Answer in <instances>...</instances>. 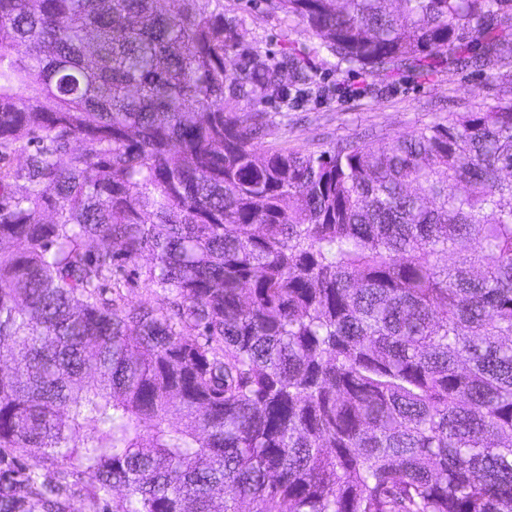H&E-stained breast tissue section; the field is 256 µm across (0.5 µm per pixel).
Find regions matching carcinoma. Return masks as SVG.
Returning a JSON list of instances; mask_svg holds the SVG:
<instances>
[{"label":"carcinoma","instance_id":"carcinoma-1","mask_svg":"<svg viewBox=\"0 0 512 512\" xmlns=\"http://www.w3.org/2000/svg\"><path fill=\"white\" fill-rule=\"evenodd\" d=\"M215 2L0 0V512L83 469L99 512H512V97L264 150L309 75L228 71ZM270 7L349 71L512 75V0Z\"/></svg>","mask_w":512,"mask_h":512}]
</instances>
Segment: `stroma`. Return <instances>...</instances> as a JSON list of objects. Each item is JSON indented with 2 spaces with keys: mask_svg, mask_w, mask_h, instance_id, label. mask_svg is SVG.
I'll return each instance as SVG.
<instances>
[{
  "mask_svg": "<svg viewBox=\"0 0 512 512\" xmlns=\"http://www.w3.org/2000/svg\"><path fill=\"white\" fill-rule=\"evenodd\" d=\"M226 18L246 33L245 46L267 61L291 52L314 79L310 92L285 107L255 97V109L279 124L278 136L266 139L274 148L295 151L329 149L346 139L380 147L391 138L455 112L477 110L497 97H512V79L488 82L471 71H444L425 79L412 73L385 78L370 72H348L320 47L318 39L272 10L265 0H223Z\"/></svg>",
  "mask_w": 512,
  "mask_h": 512,
  "instance_id": "stroma-1",
  "label": "stroma"
}]
</instances>
